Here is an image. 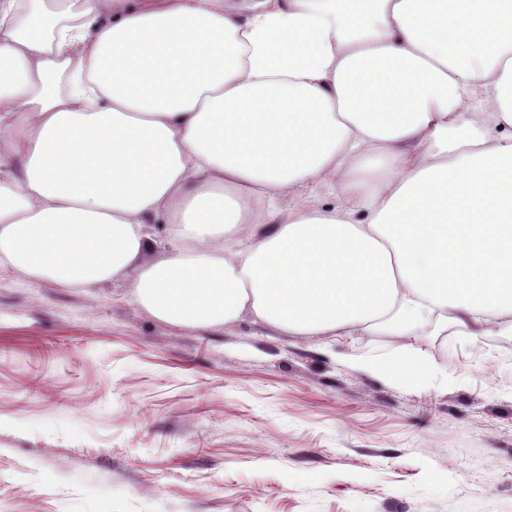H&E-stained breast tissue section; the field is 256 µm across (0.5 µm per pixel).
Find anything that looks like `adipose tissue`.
Returning a JSON list of instances; mask_svg holds the SVG:
<instances>
[{
	"label": "adipose tissue",
	"instance_id": "1",
	"mask_svg": "<svg viewBox=\"0 0 512 512\" xmlns=\"http://www.w3.org/2000/svg\"><path fill=\"white\" fill-rule=\"evenodd\" d=\"M0 269L175 327L512 331V0H0Z\"/></svg>",
	"mask_w": 512,
	"mask_h": 512
}]
</instances>
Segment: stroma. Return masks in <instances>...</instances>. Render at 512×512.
Returning a JSON list of instances; mask_svg holds the SVG:
<instances>
[{
	"instance_id": "35a3bbf8",
	"label": "stroma",
	"mask_w": 512,
	"mask_h": 512,
	"mask_svg": "<svg viewBox=\"0 0 512 512\" xmlns=\"http://www.w3.org/2000/svg\"><path fill=\"white\" fill-rule=\"evenodd\" d=\"M406 349L437 380L350 361ZM0 512H512V336L180 328L0 270Z\"/></svg>"
}]
</instances>
